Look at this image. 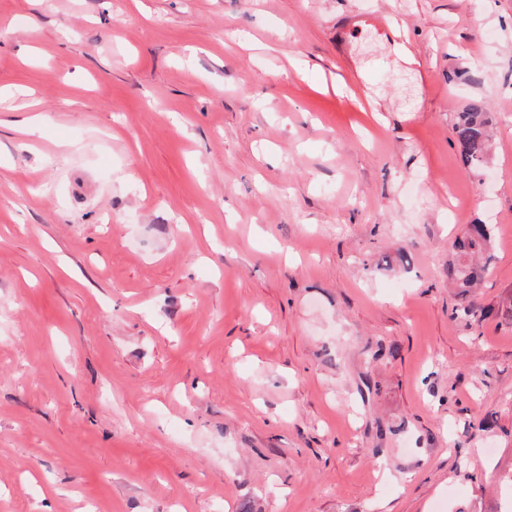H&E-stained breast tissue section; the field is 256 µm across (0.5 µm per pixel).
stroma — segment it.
I'll return each instance as SVG.
<instances>
[{
  "label": "stroma",
  "instance_id": "1",
  "mask_svg": "<svg viewBox=\"0 0 512 512\" xmlns=\"http://www.w3.org/2000/svg\"><path fill=\"white\" fill-rule=\"evenodd\" d=\"M474 223L495 309L512 0H0V512H507ZM489 125L488 113L479 102L457 113L453 133L461 159L467 166L480 167L485 163ZM491 231L488 224H471L453 243L454 260L448 263V280L462 295L480 281L491 261ZM485 260L480 264V260Z\"/></svg>",
  "mask_w": 512,
  "mask_h": 512
}]
</instances>
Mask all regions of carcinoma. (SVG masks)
<instances>
[{
  "mask_svg": "<svg viewBox=\"0 0 512 512\" xmlns=\"http://www.w3.org/2000/svg\"><path fill=\"white\" fill-rule=\"evenodd\" d=\"M489 117L479 102L457 113L453 133L462 161L470 167L485 163ZM491 231L486 224H472L453 243L454 260L448 263V280L466 294L480 281L491 261Z\"/></svg>",
  "mask_w": 512,
  "mask_h": 512,
  "instance_id": "1",
  "label": "carcinoma"
}]
</instances>
